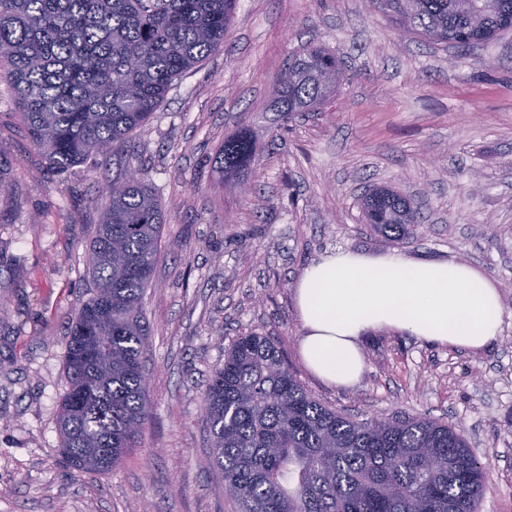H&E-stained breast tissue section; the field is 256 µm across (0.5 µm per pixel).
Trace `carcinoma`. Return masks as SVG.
Masks as SVG:
<instances>
[{
    "mask_svg": "<svg viewBox=\"0 0 512 512\" xmlns=\"http://www.w3.org/2000/svg\"><path fill=\"white\" fill-rule=\"evenodd\" d=\"M406 26L461 52L512 28V0H380ZM237 0H0V78L15 114L56 173L121 152L172 83L228 35ZM343 74L308 46L269 89L288 123L317 112ZM256 158L243 128L214 168L237 179ZM364 197L366 223L405 242L421 224L409 198L386 187ZM88 252L90 297L66 343L58 430L70 469L101 473L140 447L153 417L142 365V297L166 218L145 176L118 174ZM210 452L238 512H477L487 467L448 425L427 417L362 419L311 396L267 336H239L202 392Z\"/></svg>",
    "mask_w": 512,
    "mask_h": 512,
    "instance_id": "carcinoma-1",
    "label": "carcinoma"
}]
</instances>
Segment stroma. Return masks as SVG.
<instances>
[{
  "mask_svg": "<svg viewBox=\"0 0 512 512\" xmlns=\"http://www.w3.org/2000/svg\"><path fill=\"white\" fill-rule=\"evenodd\" d=\"M322 45L347 79L322 111L278 131L269 86L290 56ZM248 127L252 169L221 182L213 158ZM139 167L166 215L143 295L153 418L141 447L102 474L69 472L57 411L65 344L90 293L87 253L102 188ZM45 163L0 81V512H235L207 469L201 397L241 335L270 337L311 396L358 419L427 416L456 428L487 466L479 512H512V30L467 53L398 32L373 0H238L223 47L175 80L125 151L66 173ZM421 200L417 238L365 224L362 194ZM399 250L486 276L499 335L470 351L383 330L362 343L353 386L305 368L293 286L326 252Z\"/></svg>",
  "mask_w": 512,
  "mask_h": 512,
  "instance_id": "stroma-1",
  "label": "stroma"
}]
</instances>
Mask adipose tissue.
Segmentation results:
<instances>
[{"label": "adipose tissue", "instance_id": "1", "mask_svg": "<svg viewBox=\"0 0 512 512\" xmlns=\"http://www.w3.org/2000/svg\"><path fill=\"white\" fill-rule=\"evenodd\" d=\"M299 351L320 380L351 386L365 362L362 339L383 329L477 350L500 331L503 307L491 282L453 260L397 251L370 257L339 249L308 265L294 286Z\"/></svg>", "mask_w": 512, "mask_h": 512}]
</instances>
